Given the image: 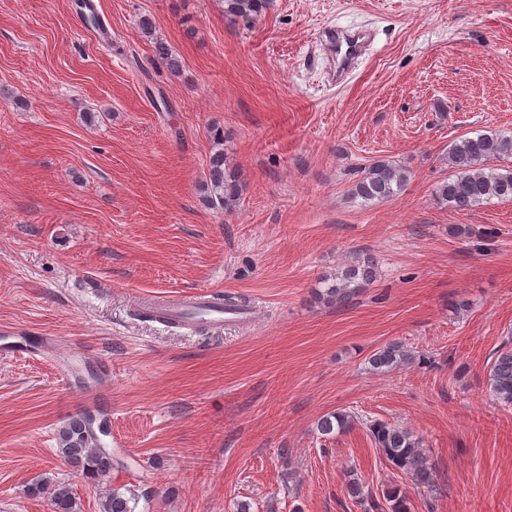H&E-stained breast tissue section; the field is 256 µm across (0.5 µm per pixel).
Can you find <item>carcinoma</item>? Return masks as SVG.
Wrapping results in <instances>:
<instances>
[{"label":"carcinoma","instance_id":"obj_1","mask_svg":"<svg viewBox=\"0 0 512 512\" xmlns=\"http://www.w3.org/2000/svg\"><path fill=\"white\" fill-rule=\"evenodd\" d=\"M224 16L232 21L256 20L269 5V0H223ZM512 158V136L496 132L478 133L456 141L448 150L451 173L434 189L437 200L466 211L492 198L512 201V165L494 168L492 160ZM210 204L230 212L237 207L241 184L238 173L217 151L210 160ZM408 182V171L392 160H377L361 170V177L351 194L365 202L383 201L397 195ZM375 264L357 261L336 274L322 279L324 287L318 296L326 303L345 304L363 285L374 280ZM410 360L403 345L391 343L369 357L375 372H385ZM488 386L494 399L504 407H512V340L496 350L490 368ZM353 416L344 411L323 415L316 424L323 436L340 434L351 427ZM373 440L390 466L411 478L419 488L436 490L435 472L421 449L419 439L410 430L389 423L370 426ZM57 455L91 479H103L112 471V455L91 429V415L71 418L57 433ZM349 495L367 503L369 512H407L406 499L393 489L379 499L365 490L361 479L349 472ZM50 512H75V501L65 486L55 488L49 500ZM102 512H135L131 499L111 490L102 502Z\"/></svg>","mask_w":512,"mask_h":512}]
</instances>
